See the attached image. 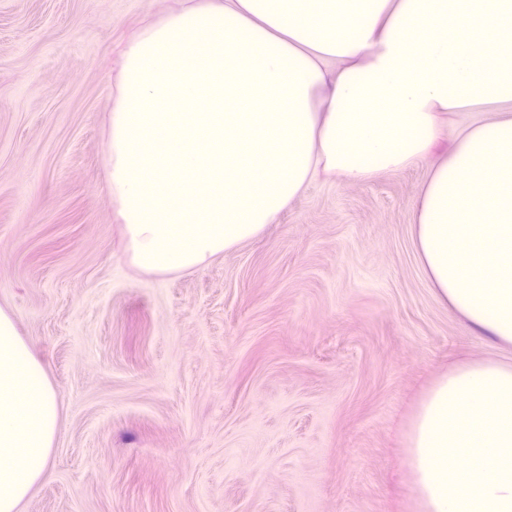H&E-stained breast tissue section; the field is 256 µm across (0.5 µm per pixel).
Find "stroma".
<instances>
[{
	"label": "stroma",
	"instance_id": "35a3bbf8",
	"mask_svg": "<svg viewBox=\"0 0 512 512\" xmlns=\"http://www.w3.org/2000/svg\"><path fill=\"white\" fill-rule=\"evenodd\" d=\"M156 8L0 0V308L60 404L19 512H414L423 391L454 360H512L418 264L425 166L315 182L196 270H138L105 108L112 58Z\"/></svg>",
	"mask_w": 512,
	"mask_h": 512
}]
</instances>
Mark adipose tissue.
<instances>
[{
    "label": "adipose tissue",
    "instance_id": "1",
    "mask_svg": "<svg viewBox=\"0 0 512 512\" xmlns=\"http://www.w3.org/2000/svg\"><path fill=\"white\" fill-rule=\"evenodd\" d=\"M465 108L477 118L452 127ZM107 117L138 269L203 266L318 177L423 163L420 265L440 301L512 346V0H175L126 41ZM59 419L0 309V512L45 476Z\"/></svg>",
    "mask_w": 512,
    "mask_h": 512
}]
</instances>
